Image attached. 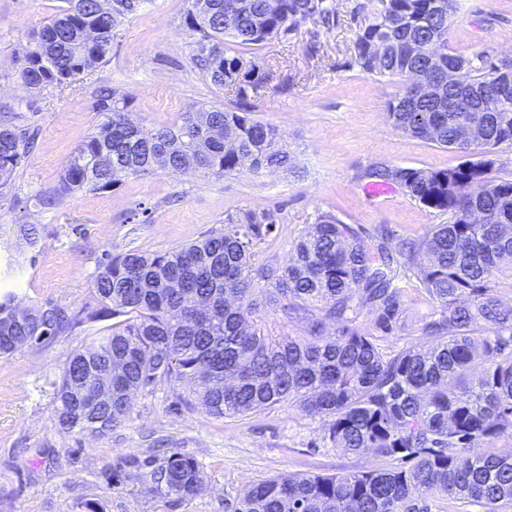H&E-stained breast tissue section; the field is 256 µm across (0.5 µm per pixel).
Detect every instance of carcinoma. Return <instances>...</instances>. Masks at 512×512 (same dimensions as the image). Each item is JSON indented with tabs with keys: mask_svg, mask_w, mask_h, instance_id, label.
Masks as SVG:
<instances>
[{
	"mask_svg": "<svg viewBox=\"0 0 512 512\" xmlns=\"http://www.w3.org/2000/svg\"><path fill=\"white\" fill-rule=\"evenodd\" d=\"M56 15L32 34L16 76L31 89L62 86L101 64L112 49V31L142 0H64ZM184 24L197 38L192 61L236 107L183 113L180 123L146 131L129 122L126 105L105 96L112 118L86 137L57 183L36 195L53 209L76 193H97L131 177L158 171H199L220 179L250 161L251 172L292 170L278 129L250 116L251 98L270 78L241 53L212 48L230 37L259 46L317 19L328 25L327 0H186ZM455 0H389L386 13L356 42V63L370 75L405 78L433 65L410 58L404 46L425 41L437 58L460 71L441 99L419 97L408 87L388 104L392 126L441 147L477 156L470 166L444 170L375 167L378 184L401 178L407 194L451 214L419 240L380 232L371 249L360 232L332 214L292 246L283 266L255 265L254 246L270 232L267 217L247 214L200 240L163 253L113 255L93 277L92 300L76 311L54 300L21 310L12 292L0 294V358L22 346H44L87 321L113 320L83 342L63 367L55 392V422L68 432L105 436L132 412L134 394L157 383H189L187 404L216 418L243 416L283 401L322 420L324 438L348 454L370 450L392 461L386 470L270 479L240 493L231 512H412L426 493L483 504L499 512L512 503V454L479 456L471 449L512 437V305L496 295L501 277H512V181L494 191L489 180L496 149L512 144V89H491L497 69L512 58L480 64L448 52ZM231 4V28L224 6ZM97 31L95 47L82 34ZM371 42L381 45L376 55ZM31 134L0 122V196L27 158ZM482 213L479 224L461 212ZM15 252L37 247L32 225L13 229ZM413 276L433 303L418 342L386 352L378 337L352 325L349 314L368 309L375 328L393 332L403 311L400 280ZM312 317L309 337L275 336L260 313ZM327 321L336 322L332 334ZM84 383L112 396L94 405L73 387ZM152 488L178 501L203 483L197 460L171 453L143 475Z\"/></svg>",
	"mask_w": 512,
	"mask_h": 512,
	"instance_id": "1",
	"label": "carcinoma"
}]
</instances>
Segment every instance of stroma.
<instances>
[{"label":"stroma","instance_id":"1","mask_svg":"<svg viewBox=\"0 0 512 512\" xmlns=\"http://www.w3.org/2000/svg\"><path fill=\"white\" fill-rule=\"evenodd\" d=\"M62 0H0V117L15 114L36 135L35 146L0 199V293L20 307L47 299L78 309L90 298L93 276L106 256L163 252L252 213L274 226L255 247L256 264L284 265L293 244L321 215L332 214L374 244L379 227L416 240L450 214L427 208L399 186L369 193L365 173L375 166L448 169L465 153L393 128L389 102L405 83L365 74L355 62L359 33L386 0H334L335 22L302 23L286 37L250 50L271 79L251 100L255 119L275 126L296 173L249 171L217 179L173 172L130 178L101 193H80L53 210L37 206L40 190L56 184L72 152L108 121L99 91L126 97L144 129L178 121L202 107L234 105L194 66V39L183 15L186 0H145L112 32L105 61L70 84L32 90L16 77L15 60L30 35L49 22ZM448 51L468 58L512 57V0H457ZM14 224H35L33 260L13 264ZM404 311L384 351L414 344L432 310L416 280H404ZM106 327L83 324L43 347L25 346L0 359V512H225L245 487L270 478L342 474L389 468L365 451L331 447L319 420L282 402L248 416L215 418L180 404L163 383L137 392L130 418L112 434L93 437L59 429L55 383L71 352ZM178 451L193 456L204 484L177 502L138 479L136 465L161 463Z\"/></svg>","mask_w":512,"mask_h":512}]
</instances>
